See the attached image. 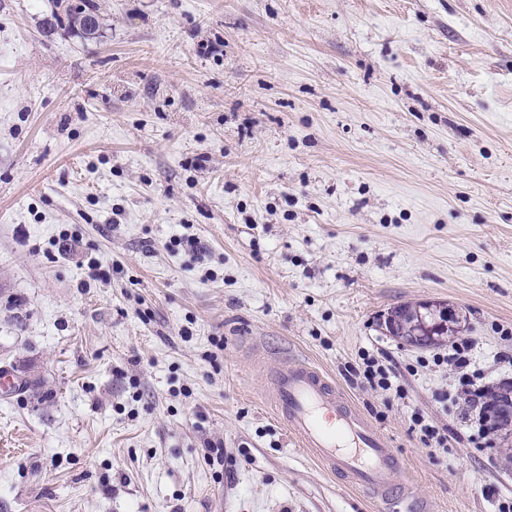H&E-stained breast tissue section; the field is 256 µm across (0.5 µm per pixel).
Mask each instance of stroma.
<instances>
[{
  "label": "stroma",
  "mask_w": 512,
  "mask_h": 512,
  "mask_svg": "<svg viewBox=\"0 0 512 512\" xmlns=\"http://www.w3.org/2000/svg\"><path fill=\"white\" fill-rule=\"evenodd\" d=\"M94 2L86 41L0 0V512H383L291 445L285 355L428 512H496L512 459L382 321L448 302L483 384L512 380V0ZM379 349L404 398L346 382ZM411 431L419 435V440L428 448H442L448 451V431L437 428L428 417L419 410H414L411 414ZM447 433H446V432Z\"/></svg>",
  "instance_id": "stroma-1"
}]
</instances>
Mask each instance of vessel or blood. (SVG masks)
I'll return each instance as SVG.
<instances>
[{"label":"vessel or blood","mask_w":512,"mask_h":512,"mask_svg":"<svg viewBox=\"0 0 512 512\" xmlns=\"http://www.w3.org/2000/svg\"><path fill=\"white\" fill-rule=\"evenodd\" d=\"M265 398L298 448L328 472L372 498L393 505L406 499L400 456L324 371L283 360Z\"/></svg>","instance_id":"vessel-or-blood-1"}]
</instances>
